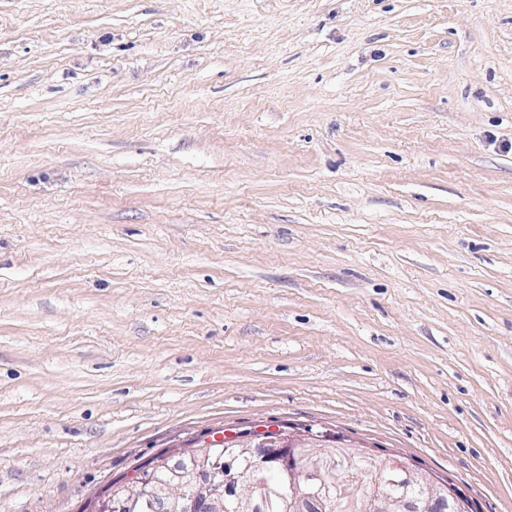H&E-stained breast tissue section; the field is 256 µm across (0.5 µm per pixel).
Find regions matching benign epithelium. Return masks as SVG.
<instances>
[{
	"instance_id": "1",
	"label": "benign epithelium",
	"mask_w": 512,
	"mask_h": 512,
	"mask_svg": "<svg viewBox=\"0 0 512 512\" xmlns=\"http://www.w3.org/2000/svg\"><path fill=\"white\" fill-rule=\"evenodd\" d=\"M320 439L301 431H280L254 442L253 437L235 438L226 442L227 460H221L214 444L200 448H177L152 463L158 477L137 479L99 495L91 512H135L143 503L164 499L168 512H221L229 503L234 512H257L266 504V475L276 469L305 476L318 481L321 489L294 486L288 499V512H307L312 506L321 509L325 493L333 491L336 498L346 497L345 487L336 479V473H346L357 467L355 459L331 450L315 456ZM401 471L405 481L420 491L424 506L434 499L448 503L453 512H469L468 502L457 490L437 483L433 477L409 467L399 459L381 461L372 472L370 498L348 502L350 512H398L404 507L402 500L379 493L377 488L388 476Z\"/></svg>"
}]
</instances>
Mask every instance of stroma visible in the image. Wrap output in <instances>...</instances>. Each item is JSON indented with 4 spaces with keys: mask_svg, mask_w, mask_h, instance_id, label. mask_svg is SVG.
I'll use <instances>...</instances> for the list:
<instances>
[{
    "mask_svg": "<svg viewBox=\"0 0 512 512\" xmlns=\"http://www.w3.org/2000/svg\"><path fill=\"white\" fill-rule=\"evenodd\" d=\"M290 425L512 512V0H0V512Z\"/></svg>",
    "mask_w": 512,
    "mask_h": 512,
    "instance_id": "35a3bbf8",
    "label": "stroma"
}]
</instances>
